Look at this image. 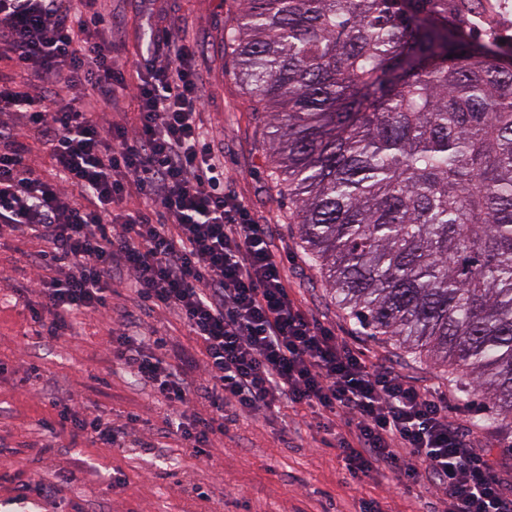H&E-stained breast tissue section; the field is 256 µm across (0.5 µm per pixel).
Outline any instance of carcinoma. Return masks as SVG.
<instances>
[{"mask_svg": "<svg viewBox=\"0 0 512 512\" xmlns=\"http://www.w3.org/2000/svg\"><path fill=\"white\" fill-rule=\"evenodd\" d=\"M244 2L234 76L337 306L512 424V55L452 0Z\"/></svg>", "mask_w": 512, "mask_h": 512, "instance_id": "obj_1", "label": "carcinoma"}]
</instances>
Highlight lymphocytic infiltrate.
Returning a JSON list of instances; mask_svg holds the SVG:
<instances>
[{
  "instance_id": "lymphocytic-infiltrate-1",
  "label": "lymphocytic infiltrate",
  "mask_w": 512,
  "mask_h": 512,
  "mask_svg": "<svg viewBox=\"0 0 512 512\" xmlns=\"http://www.w3.org/2000/svg\"><path fill=\"white\" fill-rule=\"evenodd\" d=\"M124 28L110 0H0V236L34 241L26 288L45 336L78 315L121 311L109 354L169 413L165 424L204 455L227 424L291 403L314 409L351 480L387 472L442 490L445 512H512V494L446 394L371 366L300 308L267 225L224 190V162L201 122L202 76L186 31L162 28L137 62L114 54ZM138 104L134 122L125 100ZM32 137L51 160L23 144ZM175 313L205 347L203 362L145 353L138 313ZM346 416L349 434L337 433ZM61 431L124 447L136 430L91 407L62 406Z\"/></svg>"
}]
</instances>
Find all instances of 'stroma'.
<instances>
[{"label":"stroma","instance_id":"obj_1","mask_svg":"<svg viewBox=\"0 0 512 512\" xmlns=\"http://www.w3.org/2000/svg\"><path fill=\"white\" fill-rule=\"evenodd\" d=\"M243 8V0H112L113 13L125 22L115 50L138 59L150 34L148 13L189 33L205 80L204 122L224 156V188L273 229L290 297L368 363L449 394L450 418L473 425L497 472L512 484V429L481 425L483 404L461 398L458 376L356 334L310 265L285 187L269 177L274 157L266 117L236 80L233 50L224 41L225 27ZM34 248L25 239L0 238V453L8 459L0 466V512H361L369 502L382 512H433L435 490L400 489L382 474L358 484L347 480L330 436L318 429L310 409L299 406L285 410L292 431L281 432L276 416H244L209 456H193L176 436L161 434L166 410L151 388L113 363L103 316H79L74 334L53 341L42 336L29 311L37 296L23 289L31 274L25 256ZM140 331L195 354L201 350L178 317L165 311L142 315ZM32 363L38 376L21 384ZM73 394L115 423L139 415L138 434L150 448H107L50 434L45 423ZM29 481L55 484V501L15 504L18 486Z\"/></svg>","mask_w":512,"mask_h":512}]
</instances>
